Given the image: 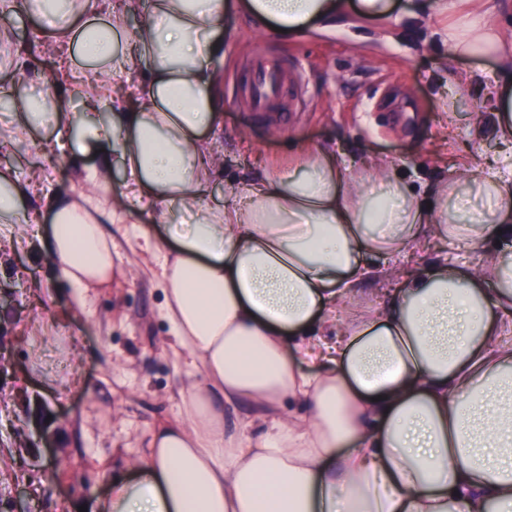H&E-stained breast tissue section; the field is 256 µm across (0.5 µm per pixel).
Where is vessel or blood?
Instances as JSON below:
<instances>
[{"label": "vessel or blood", "mask_w": 512, "mask_h": 512, "mask_svg": "<svg viewBox=\"0 0 512 512\" xmlns=\"http://www.w3.org/2000/svg\"><path fill=\"white\" fill-rule=\"evenodd\" d=\"M286 92L292 95L297 110L306 108L307 91L301 73L274 60L257 57L241 91L250 109L259 115H267L273 103Z\"/></svg>", "instance_id": "obj_1"}]
</instances>
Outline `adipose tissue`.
Listing matches in <instances>:
<instances>
[{
    "label": "adipose tissue",
    "instance_id": "adipose-tissue-1",
    "mask_svg": "<svg viewBox=\"0 0 512 512\" xmlns=\"http://www.w3.org/2000/svg\"><path fill=\"white\" fill-rule=\"evenodd\" d=\"M0 0L49 21L51 51L68 47L97 78L87 114L65 98L26 97L0 126L9 144L43 128L75 142L94 165H76L77 198L46 193L44 170L19 179L0 169V234L24 229L79 309L112 278L103 222L154 214L168 238L160 253L161 316L170 348L191 371L179 413L152 429L96 512H512V258L488 271L466 263L407 261L428 239L456 244L512 234V164L420 201L385 157L346 166L328 145L301 149L288 166L228 181L212 136L224 125L218 66L228 0ZM258 22L291 38L354 8L383 21L394 0H240ZM463 12L438 34L458 57L502 62L485 89L486 122L512 141V30L489 25L512 0H431ZM143 70L136 101L118 78ZM109 105L106 118L97 110ZM124 181L113 187V161ZM487 206L461 223L455 199ZM40 199L50 233L25 200ZM192 207L193 222L169 221ZM396 258L370 271L364 255ZM392 281L372 304L358 284Z\"/></svg>",
    "mask_w": 512,
    "mask_h": 512
}]
</instances>
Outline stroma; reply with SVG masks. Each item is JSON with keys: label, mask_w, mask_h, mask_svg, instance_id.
Here are the masks:
<instances>
[{"label": "stroma", "mask_w": 512, "mask_h": 512, "mask_svg": "<svg viewBox=\"0 0 512 512\" xmlns=\"http://www.w3.org/2000/svg\"><path fill=\"white\" fill-rule=\"evenodd\" d=\"M442 20L437 12L415 20L398 8L375 24L349 12L328 29L287 40L249 13L230 9L220 32L225 104L217 141L225 179L255 177L301 148L324 144L348 159L383 155L422 199L438 182L501 167L502 144L470 115L480 84L453 96L446 76L450 69H468L486 81L499 63L492 55L453 56L436 35ZM258 45L300 63L314 98L312 109L299 115L290 114L287 98H280L277 113L285 121L277 133L232 103ZM56 82L40 50L28 54L24 69L0 71V89L16 96ZM452 98L460 110L453 127L443 111ZM31 160L48 171L53 193L73 195V165L56 149L51 131H34L0 151V167H12L21 178ZM155 222L153 215L138 214L123 224H104L119 256L111 283L94 289L89 313L74 305L70 287L27 241L0 247V295L15 299L0 306V343L8 362L0 374V512H14L21 491L28 512L90 510L111 473L139 455L144 434L175 416L177 391L188 377L164 349L169 326L160 316L159 267L138 235ZM493 254H512V235L417 252L425 261L445 257L474 266ZM35 284L53 293L57 322L47 323L32 309ZM70 350L78 354L81 382L63 392L52 379L66 373Z\"/></svg>", "instance_id": "obj_1"}]
</instances>
